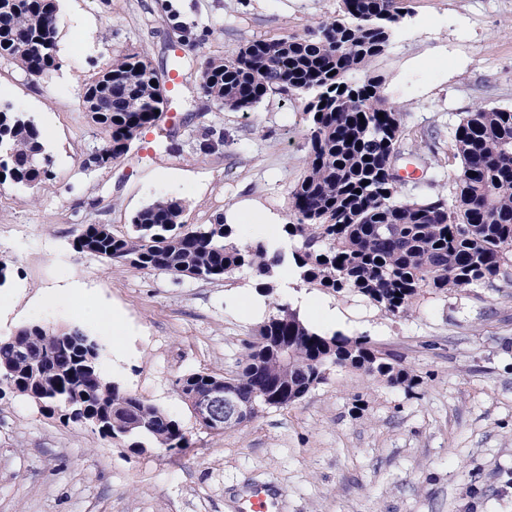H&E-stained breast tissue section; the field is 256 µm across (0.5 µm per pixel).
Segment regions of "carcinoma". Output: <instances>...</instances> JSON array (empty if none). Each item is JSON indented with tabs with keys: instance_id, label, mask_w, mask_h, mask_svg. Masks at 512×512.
I'll return each instance as SVG.
<instances>
[{
	"instance_id": "carcinoma-1",
	"label": "carcinoma",
	"mask_w": 512,
	"mask_h": 512,
	"mask_svg": "<svg viewBox=\"0 0 512 512\" xmlns=\"http://www.w3.org/2000/svg\"><path fill=\"white\" fill-rule=\"evenodd\" d=\"M0 0V57L14 60L32 78L59 68V3ZM406 0H342L336 18L301 35L257 39L200 67L199 90L218 108L251 112L276 91L304 100L307 155L304 175L290 191L283 227L289 247L257 240L241 243L237 229L218 214L194 228L182 223L183 200L162 196L131 218L130 233L87 224L75 239L80 253L114 264L219 280L250 271L266 292L284 268L304 284L328 292L346 290L391 316L407 313L424 293L448 295L476 285L494 286L512 266V108L468 112L453 132L448 196L402 194L392 165L405 152L404 112L387 104L383 80L370 65L387 49ZM110 83L84 100L105 134L89 165L104 167L124 156L140 134L157 126L163 79L141 53H120L87 86ZM383 117H378V114ZM52 157L34 119L0 104V185L33 189L51 176ZM361 193H355V190ZM31 333L0 341V389H39L42 400L73 397L88 416L120 425L141 422L131 437L145 445L189 447L179 423L117 384H91L97 360L78 348L81 328L30 325ZM45 353L37 374L25 352ZM362 371L390 387H409L411 371L366 336L322 333L289 303L256 329L235 384L248 420L266 408H288L326 383L332 370ZM213 374L193 372L177 381L180 393L205 388Z\"/></svg>"
}]
</instances>
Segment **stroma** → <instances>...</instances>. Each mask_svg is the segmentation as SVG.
Here are the masks:
<instances>
[{"mask_svg": "<svg viewBox=\"0 0 512 512\" xmlns=\"http://www.w3.org/2000/svg\"><path fill=\"white\" fill-rule=\"evenodd\" d=\"M341 0H60L61 65L35 81L0 59V99L33 116L52 156L38 192L0 185V337L39 323L79 325L101 346L102 374L178 421V452L129 450L90 427L0 394V512H236L251 484L272 481L280 512H512V286L428 294L404 317L353 293L282 272L272 292L241 270L218 281L112 264L77 252L84 225L127 234L162 195L183 199V223L207 224L245 204L243 239L277 241L304 172L303 103L272 93L251 112L199 92L198 61L255 39L301 33L336 17ZM370 70L405 114L406 143L440 172L463 113L512 107V0H407ZM145 53L159 74L180 57L164 147L144 140L105 168L82 160L102 142L83 106L117 53ZM223 131L219 153L194 141ZM277 216L274 224L265 215ZM290 303L324 333L366 336L418 379L392 388L360 371L331 372L297 404L264 410L217 434L201 427L176 382L235 371L243 343ZM124 331L112 327L113 313Z\"/></svg>", "mask_w": 512, "mask_h": 512, "instance_id": "obj_1", "label": "stroma"}]
</instances>
